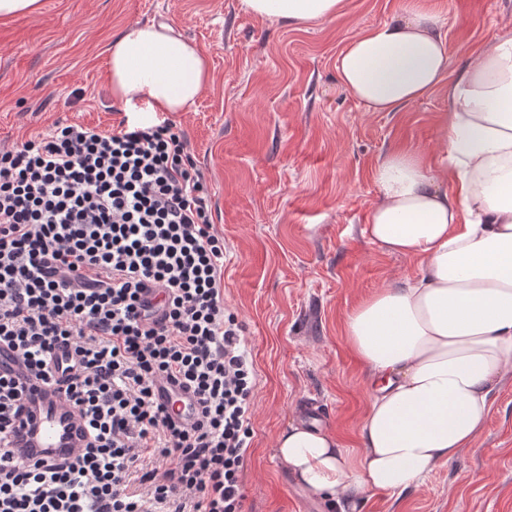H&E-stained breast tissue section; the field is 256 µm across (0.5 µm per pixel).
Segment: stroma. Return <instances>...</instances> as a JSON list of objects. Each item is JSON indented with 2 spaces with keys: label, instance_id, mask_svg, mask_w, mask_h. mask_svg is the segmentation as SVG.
Masks as SVG:
<instances>
[{
  "label": "stroma",
  "instance_id": "35a3bbf8",
  "mask_svg": "<svg viewBox=\"0 0 512 512\" xmlns=\"http://www.w3.org/2000/svg\"><path fill=\"white\" fill-rule=\"evenodd\" d=\"M440 11L450 72L512 29V0H429ZM404 0H345L306 25L255 17L240 0H40L0 19V140L50 134L57 122L101 130L125 115L103 49L150 22L175 23L206 53L212 81L171 121L204 171L224 239V306L244 328L256 372L246 512H329L281 468L278 433L317 417L352 442L371 391L343 320L359 301L419 275L409 256L364 234L380 194L377 160L440 148L448 86L394 112H370L341 85L336 58ZM361 512H512V374L473 444L399 496L364 495Z\"/></svg>",
  "mask_w": 512,
  "mask_h": 512
}]
</instances>
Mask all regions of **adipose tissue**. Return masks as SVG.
Wrapping results in <instances>:
<instances>
[{
  "mask_svg": "<svg viewBox=\"0 0 512 512\" xmlns=\"http://www.w3.org/2000/svg\"><path fill=\"white\" fill-rule=\"evenodd\" d=\"M241 4L262 19L302 24L335 17L344 0ZM441 26L424 0H406L336 60L343 86L373 112L448 85L437 159L392 151L373 169L380 202L365 231L382 251L417 259L420 274L365 297L343 322L372 386L361 452L302 421L276 439L283 470L338 512H359L369 492L415 490L469 447L512 370V30L452 77ZM105 54L112 96L139 123L185 110L210 82L203 50L168 22L123 32Z\"/></svg>",
  "mask_w": 512,
  "mask_h": 512,
  "instance_id": "obj_1",
  "label": "adipose tissue"
}]
</instances>
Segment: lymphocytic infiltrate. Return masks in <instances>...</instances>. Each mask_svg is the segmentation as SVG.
Returning a JSON list of instances; mask_svg holds the SVG:
<instances>
[{"label": "lymphocytic infiltrate", "instance_id": "lymphocytic-infiltrate-1", "mask_svg": "<svg viewBox=\"0 0 512 512\" xmlns=\"http://www.w3.org/2000/svg\"><path fill=\"white\" fill-rule=\"evenodd\" d=\"M2 344L64 390L89 442L59 464L15 458L34 395L0 373V512H245L254 364L176 124L0 143ZM162 382L192 393V423L157 401Z\"/></svg>", "mask_w": 512, "mask_h": 512}]
</instances>
